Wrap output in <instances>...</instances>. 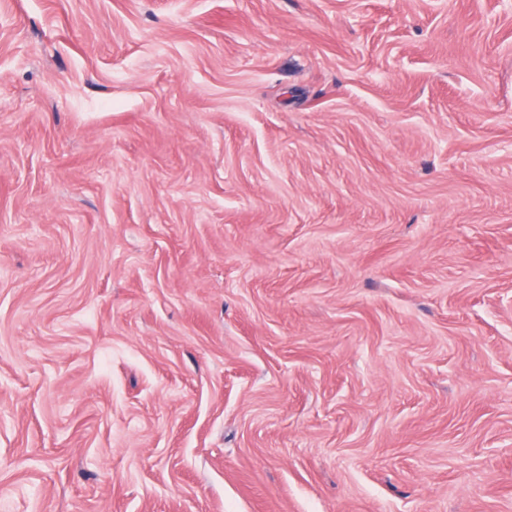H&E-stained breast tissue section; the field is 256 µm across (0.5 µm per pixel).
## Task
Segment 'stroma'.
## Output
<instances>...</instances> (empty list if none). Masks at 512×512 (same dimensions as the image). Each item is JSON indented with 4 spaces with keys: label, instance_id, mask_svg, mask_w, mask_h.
Returning <instances> with one entry per match:
<instances>
[{
    "label": "stroma",
    "instance_id": "obj_1",
    "mask_svg": "<svg viewBox=\"0 0 512 512\" xmlns=\"http://www.w3.org/2000/svg\"><path fill=\"white\" fill-rule=\"evenodd\" d=\"M0 512H512V0H0Z\"/></svg>",
    "mask_w": 512,
    "mask_h": 512
}]
</instances>
